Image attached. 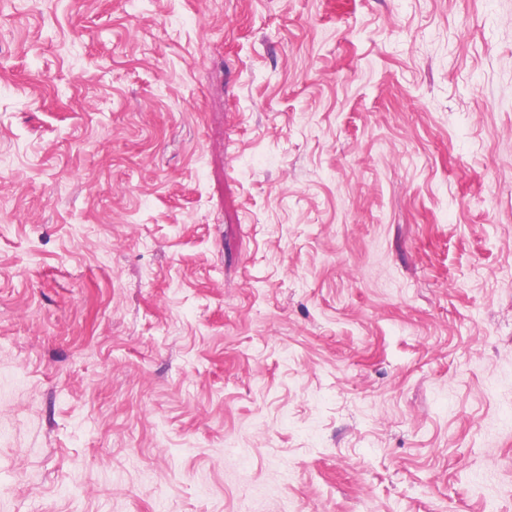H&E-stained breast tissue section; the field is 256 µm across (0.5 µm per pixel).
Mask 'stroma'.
I'll return each mask as SVG.
<instances>
[{"instance_id": "stroma-1", "label": "stroma", "mask_w": 512, "mask_h": 512, "mask_svg": "<svg viewBox=\"0 0 512 512\" xmlns=\"http://www.w3.org/2000/svg\"><path fill=\"white\" fill-rule=\"evenodd\" d=\"M0 512H512V0H0Z\"/></svg>"}]
</instances>
